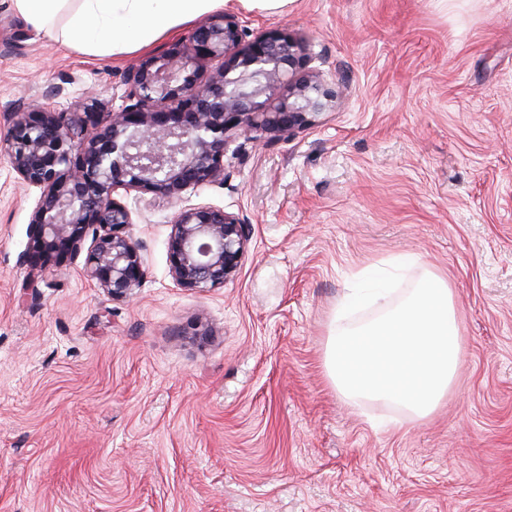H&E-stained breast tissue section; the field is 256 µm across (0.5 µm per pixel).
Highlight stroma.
Instances as JSON below:
<instances>
[{
  "instance_id": "stroma-1",
  "label": "stroma",
  "mask_w": 512,
  "mask_h": 512,
  "mask_svg": "<svg viewBox=\"0 0 512 512\" xmlns=\"http://www.w3.org/2000/svg\"><path fill=\"white\" fill-rule=\"evenodd\" d=\"M248 28L301 38L343 94L295 136L224 156L191 188L252 226L241 271L177 287L179 209L125 202L145 276L115 300L81 261L37 287L19 258L37 193L0 154V512H512V0H288ZM185 22L115 55L38 34L0 0V135L55 87L123 103L125 71ZM411 254L452 289L458 377L417 420L346 401L323 368L336 310L369 265Z\"/></svg>"
}]
</instances>
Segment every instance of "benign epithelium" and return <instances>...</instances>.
Returning a JSON list of instances; mask_svg holds the SVG:
<instances>
[{"label": "benign epithelium", "mask_w": 512, "mask_h": 512, "mask_svg": "<svg viewBox=\"0 0 512 512\" xmlns=\"http://www.w3.org/2000/svg\"><path fill=\"white\" fill-rule=\"evenodd\" d=\"M124 85L117 109L87 95L60 110L58 87L44 103L8 114L0 149L17 180L38 191L20 256L31 288L46 265L82 256L83 272L108 296L130 297L145 268L122 195L179 201L189 188L222 185L231 144L288 139L341 98L339 85L309 68L300 39L277 29L249 32L229 11L130 68ZM250 239L239 215L184 206L167 239L170 277L198 293L221 288L238 276Z\"/></svg>", "instance_id": "obj_1"}]
</instances>
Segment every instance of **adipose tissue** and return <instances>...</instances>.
<instances>
[{
  "label": "adipose tissue",
  "instance_id": "obj_1",
  "mask_svg": "<svg viewBox=\"0 0 512 512\" xmlns=\"http://www.w3.org/2000/svg\"><path fill=\"white\" fill-rule=\"evenodd\" d=\"M14 7L45 36L64 43L112 48L145 45L180 22L224 8L228 0H80L64 26L56 19L63 0H13Z\"/></svg>",
  "mask_w": 512,
  "mask_h": 512
}]
</instances>
